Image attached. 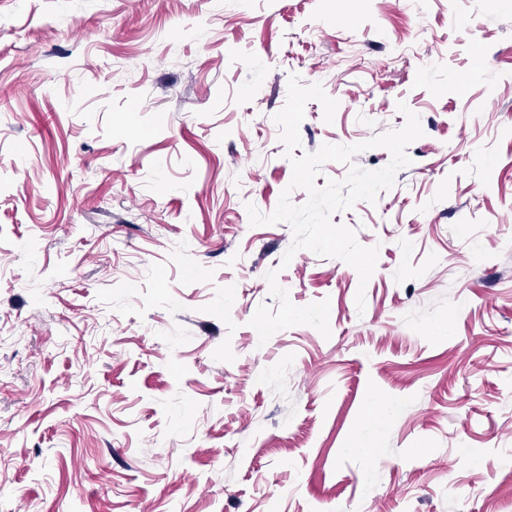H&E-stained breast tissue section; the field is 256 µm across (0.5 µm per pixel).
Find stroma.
<instances>
[{"label":"stroma","instance_id":"obj_1","mask_svg":"<svg viewBox=\"0 0 512 512\" xmlns=\"http://www.w3.org/2000/svg\"><path fill=\"white\" fill-rule=\"evenodd\" d=\"M293 73L295 157L420 117L367 285L249 222ZM273 269L330 337L256 340ZM0 512H512V6L0 0Z\"/></svg>","mask_w":512,"mask_h":512}]
</instances>
